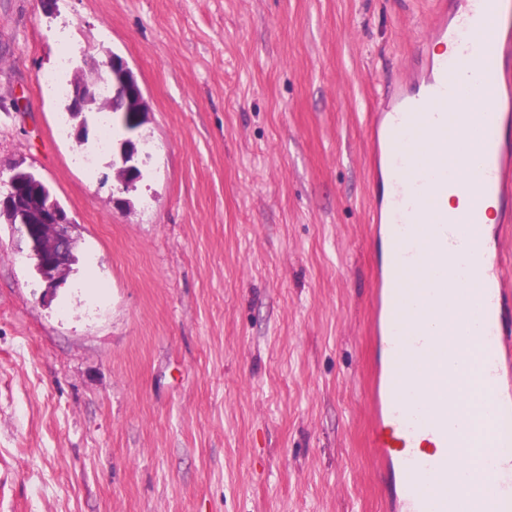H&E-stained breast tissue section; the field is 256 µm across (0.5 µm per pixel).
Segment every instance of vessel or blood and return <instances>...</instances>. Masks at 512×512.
I'll list each match as a JSON object with an SVG mask.
<instances>
[{"mask_svg":"<svg viewBox=\"0 0 512 512\" xmlns=\"http://www.w3.org/2000/svg\"><path fill=\"white\" fill-rule=\"evenodd\" d=\"M426 53L378 103L368 121L373 181L379 187L369 238L381 247L369 330L377 357L366 392L376 470L394 491L388 512H512V269L500 240L512 228V0H431ZM447 47L435 55L436 46ZM479 75V91L463 87L461 71ZM478 96L476 119L449 120L448 100ZM458 128V160L478 161L449 180L440 148L449 124ZM455 190L468 198L465 218L432 210ZM498 201L504 222L484 231L483 207ZM455 259V276L443 268ZM429 317L454 313L475 328V361L448 354V345L412 309ZM444 378L429 403L414 402L408 379ZM476 390L470 421L449 416ZM481 456L478 500L449 493L459 460Z\"/></svg>","mask_w":512,"mask_h":512,"instance_id":"b4317fda","label":"vessel or blood"}]
</instances>
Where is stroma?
Returning <instances> with one entry per match:
<instances>
[{"instance_id": "1", "label": "stroma", "mask_w": 512, "mask_h": 512, "mask_svg": "<svg viewBox=\"0 0 512 512\" xmlns=\"http://www.w3.org/2000/svg\"><path fill=\"white\" fill-rule=\"evenodd\" d=\"M428 2L0 0V191L45 181L79 258L48 290L0 223V512H385L367 120ZM110 53L129 192L58 90ZM114 56V55H113ZM118 60H122L121 58L114 56ZM109 57L106 61L102 63V67L105 68L107 72L112 74V78L109 77V80L106 84L111 88V93L109 95H103L99 92V95L96 98L91 99L89 110L90 112L96 111L97 114L103 115V113L108 114L110 116L112 111L105 108L106 101L112 97L114 99L115 105L118 106V102L120 100L119 97H115V94L120 89L129 88L131 93H135L137 91L139 96L128 97L127 102L125 103V108L127 112L131 113H139L141 114L140 121L136 124V126H140L145 122V117L149 112L148 104L142 94L141 88L137 82V78L133 71L127 67H113L117 64V59ZM113 67V71H112ZM127 112H121L123 114V121L127 127H132L133 122L129 120V116ZM135 126V127H136Z\"/></svg>"}]
</instances>
